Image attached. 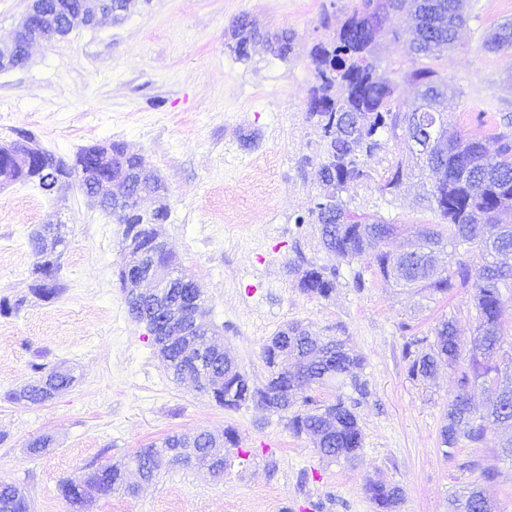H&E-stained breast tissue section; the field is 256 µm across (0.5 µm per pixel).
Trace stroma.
<instances>
[{"mask_svg":"<svg viewBox=\"0 0 512 512\" xmlns=\"http://www.w3.org/2000/svg\"><path fill=\"white\" fill-rule=\"evenodd\" d=\"M357 0H138L117 23L74 29L34 45L24 66L0 70V142L32 133L70 158L81 148L120 140L145 157L168 188L165 237L179 267L205 300L239 370L264 383V344L301 323L321 339L346 342L364 360L368 395L356 408L363 436L354 461L321 457L294 435L287 417L253 403L216 405L173 379L145 324L128 311L117 273L123 227L77 189L49 195L38 186H0V483L26 487L34 512H68L61 481L89 465L117 460L171 434L235 429L241 460L228 452L224 476L202 469L161 472L134 497L115 494L88 512H377L366 480L399 486L396 512H452L475 488L495 512H512V458L500 456L508 430L460 442L445 456L440 431L455 393L440 367L433 384L411 380L403 346L454 318L462 346L476 329L472 293L431 296L384 279L371 256L335 263L320 227L306 221L319 193L320 132L305 112L314 83L310 54L327 40L323 15L344 18ZM466 25L454 45L426 60L408 49L407 16L380 28L375 53L399 103L419 98L414 71L429 66L448 81L450 125L494 148L512 121V51L482 43L512 21V0H463ZM248 17L263 31L288 30L292 50L279 58L262 45L239 59L231 23ZM420 177L383 200L375 185L344 192L345 207L378 214L396 231L384 248L409 250L422 225L436 223L418 199ZM63 223L67 245L59 297L31 293L34 258L27 236ZM338 264L335 292L320 298L298 287L299 268ZM363 288H355L354 275ZM71 368V388L41 404L6 400L34 377L33 364ZM53 437L43 455L28 442ZM494 469L493 481L482 477Z\"/></svg>","mask_w":512,"mask_h":512,"instance_id":"1","label":"stroma"}]
</instances>
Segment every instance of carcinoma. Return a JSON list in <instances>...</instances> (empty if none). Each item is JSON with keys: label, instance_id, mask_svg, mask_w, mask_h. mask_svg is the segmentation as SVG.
<instances>
[{"label": "carcinoma", "instance_id": "cac0c4a2", "mask_svg": "<svg viewBox=\"0 0 512 512\" xmlns=\"http://www.w3.org/2000/svg\"><path fill=\"white\" fill-rule=\"evenodd\" d=\"M408 9L415 21L416 38L411 50L424 58H435L437 52L450 46L456 29L466 23L458 11V0H360L353 11L340 22L334 36L316 44L311 52L315 82L311 87L306 120L321 131L322 150L318 162L320 193L310 214L320 225L321 240L327 252L340 261L352 263L366 250L375 249L380 273L396 280L405 288H419L430 295L444 294L452 288H467L473 293L477 312L478 336L471 354H464L453 319L440 321L433 338H411L405 344L407 373L411 380L425 383L432 379L441 363L456 374V393L448 403L446 423L441 430V443L453 449L463 441H483L489 426L512 423V385L497 389L486 413H476L471 404L472 393L479 387L497 383L499 369L487 359L502 350L506 343L503 317L512 297H504L502 289L512 291V266L497 257L512 254V132L497 134V148L489 152L476 139L448 129L447 85L428 67L412 74L424 85L418 101L401 108L394 97L396 84L380 75L373 58L372 44L377 27L390 14ZM238 58L249 56V47L262 40L269 51L280 58L291 52L292 35L286 30L260 32L246 18L232 23ZM485 50L496 52L512 49V23H504L485 39ZM403 137L408 156L397 160L379 177L364 167L362 157L382 151L386 139ZM112 159L122 163L126 177H139L149 168L145 158L133 153L121 141H113ZM93 158L82 148L72 161L48 151L26 171L10 168L0 159V173L19 182L41 185L50 181L63 165L72 167L70 183L84 193L94 187L80 180L79 171ZM437 176L425 197L429 209L448 224V239L467 246L480 255L482 262L472 265L456 262L448 272L435 267L434 248L443 244V233L430 226L420 230L422 247L402 254L381 250L394 232L395 225L381 219L351 213L341 199L351 186L367 180L377 184L383 195L400 192L404 179L414 172ZM101 208L124 225L123 241L133 244L125 253L124 263L131 264L139 252L152 249L153 240L161 235L160 224L168 216L161 205L147 214L131 202L121 212L110 204ZM35 257L32 292L43 301L55 299L63 290L58 279L60 259L66 237L60 224H47L28 239ZM298 286L320 298L334 292L339 278L336 264H310L298 270ZM186 339L179 337L159 351L166 368L177 380L205 377L204 394L218 406L236 410L248 402L260 405L282 396L292 398L296 392L314 384L351 378L359 398L348 402L338 396L328 406H318L306 396L302 408L291 413L288 427L296 434L314 438L318 453L328 459H355L362 448V432L355 407L367 390L358 383L356 370L363 359L350 353L342 342H321L299 324L278 330L263 347V359L269 369L266 383L257 386L240 372L232 361L212 362L205 371L195 359L184 354ZM33 381L6 393L10 400H26L40 404L70 388L76 381L73 372L44 364L33 365ZM234 429L224 430L222 442L197 438L190 440L174 434L161 444L151 443L137 450L127 461L101 464L85 474L80 483L62 482L59 490L70 512H85L92 494L101 497L116 492L133 495L136 486L126 481L128 468L134 467L141 481H154L161 471L173 466H200L208 469L219 464L213 477L224 475V448L234 447ZM370 498L380 512H393L401 500L396 485L366 480ZM0 512H33V502L22 486L0 484ZM464 512H491V506L479 490L471 492Z\"/></svg>", "mask_w": 512, "mask_h": 512}]
</instances>
